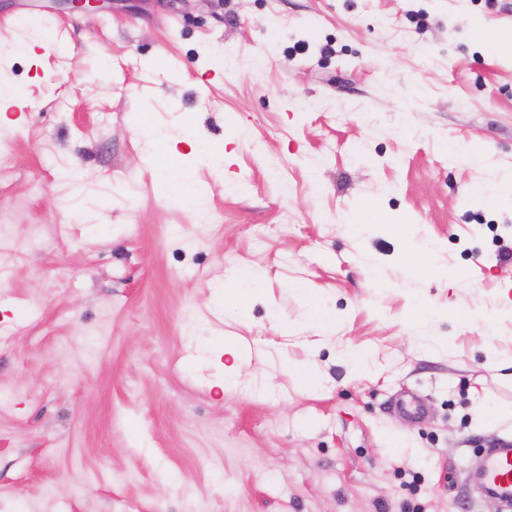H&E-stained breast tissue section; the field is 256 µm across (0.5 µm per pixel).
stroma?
Segmentation results:
<instances>
[{
	"label": "stroma",
	"mask_w": 512,
	"mask_h": 512,
	"mask_svg": "<svg viewBox=\"0 0 512 512\" xmlns=\"http://www.w3.org/2000/svg\"><path fill=\"white\" fill-rule=\"evenodd\" d=\"M478 25L512 0H0V512H500L471 469L512 441V200L470 189L512 170V52ZM257 266L245 310L212 301ZM159 171L165 197L171 199H184L187 197L190 183L193 180L192 168L175 169L161 166Z\"/></svg>",
	"instance_id": "35a3bbf8"
}]
</instances>
